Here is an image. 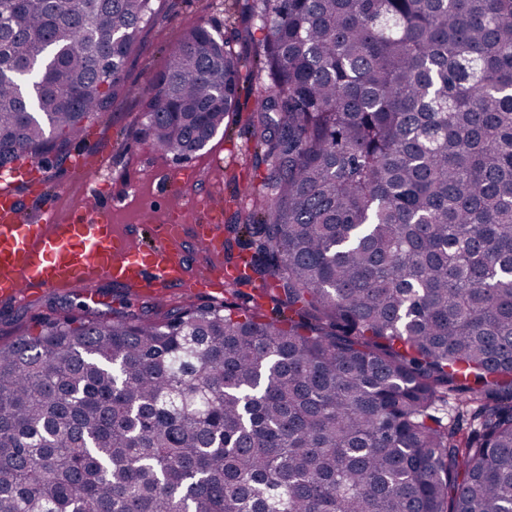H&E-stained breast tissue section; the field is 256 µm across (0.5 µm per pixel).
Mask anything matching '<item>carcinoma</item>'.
<instances>
[{
    "label": "carcinoma",
    "mask_w": 512,
    "mask_h": 512,
    "mask_svg": "<svg viewBox=\"0 0 512 512\" xmlns=\"http://www.w3.org/2000/svg\"><path fill=\"white\" fill-rule=\"evenodd\" d=\"M154 0H0V168L106 111ZM249 304L0 347V512H512V0H250ZM192 25L142 132L240 111ZM453 404V421L440 412Z\"/></svg>",
    "instance_id": "1"
}]
</instances>
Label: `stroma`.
I'll return each mask as SVG.
<instances>
[{
  "mask_svg": "<svg viewBox=\"0 0 512 512\" xmlns=\"http://www.w3.org/2000/svg\"><path fill=\"white\" fill-rule=\"evenodd\" d=\"M153 22L144 29L122 75V87L112 108L94 117V132L69 153L49 155L40 177L53 193L60 220H68L83 206L92 187H100L102 198L112 204V221L136 224L142 211H151L157 222L167 221L175 208L192 205L230 223L242 204L237 197L243 185L261 193L264 170L258 167L254 145L245 129L261 86L244 82L240 96V122L228 124L188 159L178 160L148 137L139 135L151 80L162 71L169 49L194 24L228 36L238 35L237 48L246 62L259 51L258 39L247 36V0H155ZM108 156L109 168L88 185L76 169V158L90 160ZM141 299L128 288L105 282L97 293L76 287L66 292L35 293L8 305L0 304V346L38 333L42 321L68 314L135 311Z\"/></svg>",
  "mask_w": 512,
  "mask_h": 512,
  "instance_id": "stroma-1",
  "label": "stroma"
}]
</instances>
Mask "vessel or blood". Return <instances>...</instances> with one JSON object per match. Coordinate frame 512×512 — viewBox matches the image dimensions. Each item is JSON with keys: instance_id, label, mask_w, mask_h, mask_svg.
I'll use <instances>...</instances> for the list:
<instances>
[{"instance_id": "vessel-or-blood-1", "label": "vessel or blood", "mask_w": 512, "mask_h": 512, "mask_svg": "<svg viewBox=\"0 0 512 512\" xmlns=\"http://www.w3.org/2000/svg\"><path fill=\"white\" fill-rule=\"evenodd\" d=\"M35 163L22 161L0 170V302L14 303L37 292H55L79 283L92 289L104 282L147 295L164 288H191L180 231L189 210L176 212L173 223H147L149 241L133 247L134 231L118 230L107 205L80 209L69 222L56 223L53 195L43 189ZM27 183L43 208L26 218L14 191ZM196 245L221 248L222 227L197 217Z\"/></svg>"}]
</instances>
